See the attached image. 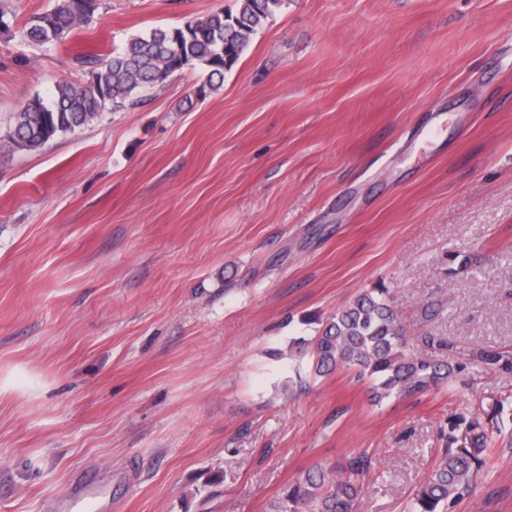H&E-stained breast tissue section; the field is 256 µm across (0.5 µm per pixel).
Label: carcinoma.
Masks as SVG:
<instances>
[{"label": "carcinoma", "instance_id": "carcinoma-1", "mask_svg": "<svg viewBox=\"0 0 512 512\" xmlns=\"http://www.w3.org/2000/svg\"><path fill=\"white\" fill-rule=\"evenodd\" d=\"M285 2L236 0L233 10L219 8L182 26L133 35L121 50L94 62L92 80H59L50 101L35 97L14 113L8 139L19 148L36 150L59 134L91 124L109 105L114 112L129 110L143 101V92L163 84L157 74L164 68L177 73L200 67L205 78L199 92H213L214 78L232 69L257 29ZM97 9L98 0H55L50 10L32 17L23 40L61 42ZM308 345L315 372L353 370L357 378L372 382L371 400L377 404L445 387L455 372L444 361L407 349L398 307L384 286L362 291L337 310ZM472 358L490 368L512 367V357L497 351L477 350ZM503 411L504 404L495 401L479 405L468 418L448 420L447 448L416 490L410 512H447L465 496L499 454L487 426L496 424ZM371 468L365 455L340 465L315 463L300 478L285 483L263 512H353Z\"/></svg>", "mask_w": 512, "mask_h": 512}]
</instances>
